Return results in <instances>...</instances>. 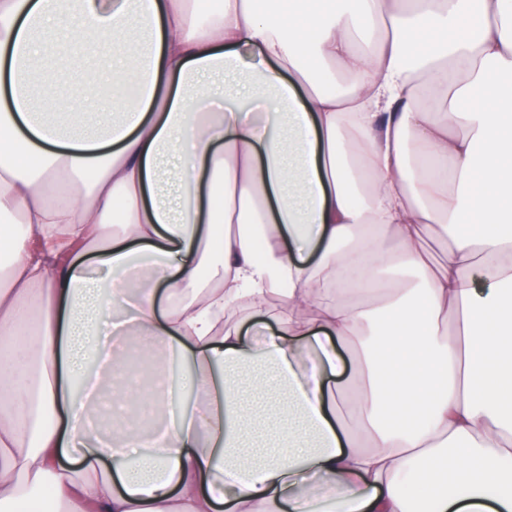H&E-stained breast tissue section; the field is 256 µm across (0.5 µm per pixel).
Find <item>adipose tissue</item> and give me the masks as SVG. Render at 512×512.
Returning a JSON list of instances; mask_svg holds the SVG:
<instances>
[{
	"instance_id": "obj_1",
	"label": "adipose tissue",
	"mask_w": 512,
	"mask_h": 512,
	"mask_svg": "<svg viewBox=\"0 0 512 512\" xmlns=\"http://www.w3.org/2000/svg\"><path fill=\"white\" fill-rule=\"evenodd\" d=\"M194 3L79 0L56 49L60 0H0V512L46 487L55 512H409L413 486L512 512V0ZM424 31L447 39L405 65ZM75 45L106 60L81 76L96 126L18 85ZM245 295L265 346L224 322ZM132 333L169 354L146 394ZM258 363L288 397L283 454L254 462ZM107 395L122 413L89 434Z\"/></svg>"
}]
</instances>
